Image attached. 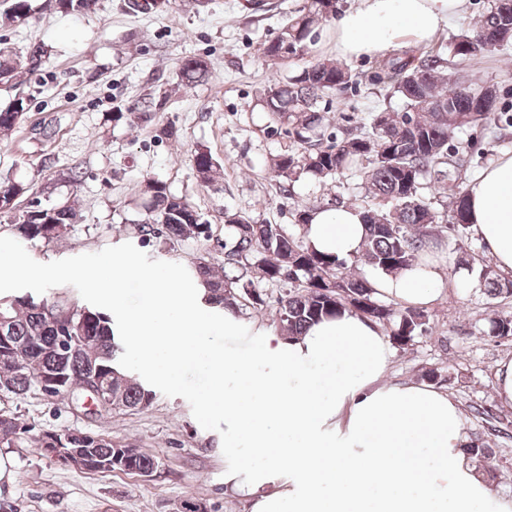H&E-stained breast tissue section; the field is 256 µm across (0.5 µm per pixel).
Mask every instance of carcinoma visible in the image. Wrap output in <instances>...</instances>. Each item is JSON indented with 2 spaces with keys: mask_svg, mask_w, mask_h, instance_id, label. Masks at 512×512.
<instances>
[{
  "mask_svg": "<svg viewBox=\"0 0 512 512\" xmlns=\"http://www.w3.org/2000/svg\"><path fill=\"white\" fill-rule=\"evenodd\" d=\"M51 7L65 14H89L98 9L99 0H50ZM336 0H306L296 15L277 35L263 44L262 58L270 65L288 62L308 52L307 39L312 25L336 16ZM32 13V0H0V16L13 23L25 22ZM512 45V0H489L488 12L474 26L453 35L450 52L459 63L489 51ZM47 46L37 45L24 60L15 59L0 48V71L10 77L3 83L23 84L30 74L49 60ZM443 59L426 54L417 63L398 58L389 63L397 76L393 93L404 103V111L387 109L370 117L371 131L350 133L323 144L330 116L319 108L321 99L355 81L343 65L317 61L267 86L262 107L273 123L286 127L297 148L275 158L269 174L291 181L302 175L329 179L346 171L365 167L366 191L377 207L363 209L366 227L364 249L353 257L384 274L407 269L430 248L432 225L439 223L433 202L421 194L426 178L447 184L448 172L461 167V158L448 154V142L455 130L464 126H486L494 114L495 96L485 108L475 105L469 94L472 87L453 85L440 75ZM206 61H182L178 77L191 85L208 74ZM454 111H448V104ZM25 114L24 103L0 105V132L19 126ZM200 183L213 181L219 168L210 150L199 146L192 155ZM31 191L19 182H0V207L8 197L17 200ZM146 213L140 224L142 236L165 237L169 242L186 238H209L195 207L167 191L154 179L143 182ZM466 196L453 192L448 203L452 229L464 236L469 228ZM76 211L67 202L51 207L38 204L25 211L14 233L25 240H57L75 223ZM231 242L224 243L221 269L205 256L193 262L192 275L215 307L238 308L243 301L254 308L265 304L264 295L249 275L255 269L269 282L288 283V293L277 300V320L294 337L307 326L344 311L354 312L375 323L389 326V337L400 347L409 345L426 323L424 310L397 309L381 302L376 288L365 277L348 270L347 262L320 253L295 237L283 224L230 219ZM480 283L491 298L512 297V282H501L490 268L481 270ZM112 317L92 307H75L56 300L37 301L29 295L0 297V395L21 399L32 390L48 399L67 396L78 407L89 399L97 403L92 386L112 389V405L96 411H126L148 407L152 390L126 373L117 360L119 345ZM487 336L512 337V313L490 320ZM59 373L62 386L47 390L42 379ZM28 427L20 417L0 411V447L17 448L24 444ZM60 441L65 448H89L101 462H112V470L150 476L158 467L154 456L130 442L116 441L104 434L83 432H43L38 447ZM463 451L476 470L490 473L492 449L479 440L468 442Z\"/></svg>",
  "mask_w": 512,
  "mask_h": 512,
  "instance_id": "cac0c4a2",
  "label": "carcinoma"
}]
</instances>
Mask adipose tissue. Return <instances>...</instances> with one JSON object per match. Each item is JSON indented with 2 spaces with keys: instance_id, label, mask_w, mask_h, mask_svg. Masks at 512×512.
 <instances>
[{
  "instance_id": "ef3b65f1",
  "label": "adipose tissue",
  "mask_w": 512,
  "mask_h": 512,
  "mask_svg": "<svg viewBox=\"0 0 512 512\" xmlns=\"http://www.w3.org/2000/svg\"><path fill=\"white\" fill-rule=\"evenodd\" d=\"M465 0H360L336 25V53L374 56L403 41L428 43ZM468 221L495 266L512 272V152L469 183ZM363 212H312L305 228L317 251L359 254ZM112 274L91 270L94 292L136 334L143 366L181 388L185 370L204 374L195 397L202 417L224 422V484L249 512H512L467 461L462 415L447 393L425 384H388L392 356L375 324L350 312L288 338L224 312L216 333L199 299L176 287L177 272L154 278L135 307L126 283L143 277L113 257ZM448 276L434 261L386 274L378 289L407 306H426Z\"/></svg>"
}]
</instances>
